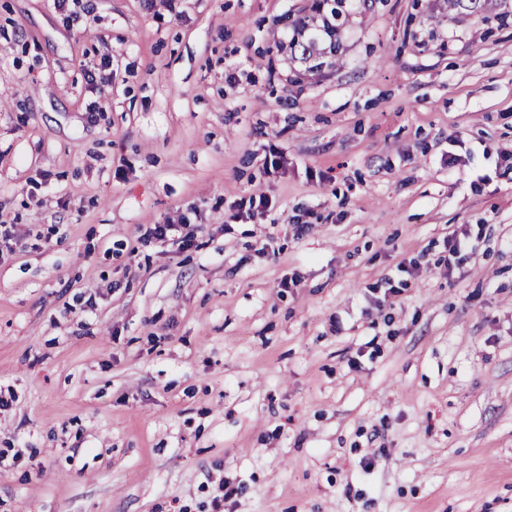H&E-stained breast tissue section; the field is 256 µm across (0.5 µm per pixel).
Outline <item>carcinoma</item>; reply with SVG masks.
Returning a JSON list of instances; mask_svg holds the SVG:
<instances>
[{
	"mask_svg": "<svg viewBox=\"0 0 512 512\" xmlns=\"http://www.w3.org/2000/svg\"><path fill=\"white\" fill-rule=\"evenodd\" d=\"M317 10V15L306 17L295 23L296 38L290 42L291 49L300 52L301 59L311 63L309 69L317 71L335 63L339 42V28L347 19L343 11L346 0H334Z\"/></svg>",
	"mask_w": 512,
	"mask_h": 512,
	"instance_id": "carcinoma-1",
	"label": "carcinoma"
}]
</instances>
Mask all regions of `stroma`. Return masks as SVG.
Returning a JSON list of instances; mask_svg holds the SVG:
<instances>
[{
  "mask_svg": "<svg viewBox=\"0 0 512 512\" xmlns=\"http://www.w3.org/2000/svg\"><path fill=\"white\" fill-rule=\"evenodd\" d=\"M312 4L0 0V512H512V22ZM327 1L329 0H322L326 9H320L319 5L318 16L305 17L295 23L297 36L289 44L294 52H300L302 60L314 62L309 66L311 71L335 63L339 49V28L347 19L343 11V4L347 0H332L335 3Z\"/></svg>",
  "mask_w": 512,
  "mask_h": 512,
  "instance_id": "stroma-1",
  "label": "stroma"
}]
</instances>
